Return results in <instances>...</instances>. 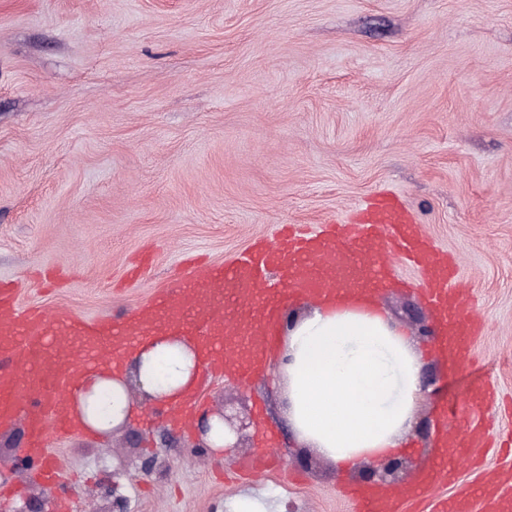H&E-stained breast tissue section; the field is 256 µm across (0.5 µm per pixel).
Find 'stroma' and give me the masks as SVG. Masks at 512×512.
<instances>
[{
	"instance_id": "obj_1",
	"label": "stroma",
	"mask_w": 512,
	"mask_h": 512,
	"mask_svg": "<svg viewBox=\"0 0 512 512\" xmlns=\"http://www.w3.org/2000/svg\"><path fill=\"white\" fill-rule=\"evenodd\" d=\"M399 194L458 258L484 323L475 367L419 397L400 453L419 485L436 464L444 407L494 386L482 416L512 439V0H0V281L22 307L88 319L135 311L186 275L279 227L318 232L376 193ZM418 269L392 261L377 298L406 334L430 309ZM200 409L248 427L233 456L196 449L169 418L119 432L50 435L58 485L7 470L9 500L70 499L73 512H353L367 489L300 445L285 384L204 377ZM272 454V470L240 476ZM157 463L141 472L144 459Z\"/></svg>"
}]
</instances>
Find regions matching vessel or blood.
Instances as JSON below:
<instances>
[{
	"mask_svg": "<svg viewBox=\"0 0 512 512\" xmlns=\"http://www.w3.org/2000/svg\"><path fill=\"white\" fill-rule=\"evenodd\" d=\"M394 257L419 268L449 362L458 368L471 365L482 322L466 312L469 293L458 283L455 259L433 244L398 196L380 193L353 217L322 232L306 234L286 225L274 246L256 245L231 264L208 266L119 318L90 321L25 311L16 288L0 282V426L25 412L30 437L24 456L40 460L48 451V430L74 433L64 395L77 390L99 351L110 349L113 365H120L121 345L162 327L197 336L207 348L208 373L231 372L241 380L255 376L253 357L269 344L274 316L286 297H316L342 288L375 297ZM459 423V432L443 437V455L427 473V483L454 482L451 454L479 465L475 451L488 446L487 431L471 418ZM503 454L508 465L484 471L477 485L432 503L429 512H512V448ZM353 504L355 512H404L402 503L371 492L356 496Z\"/></svg>",
	"mask_w": 512,
	"mask_h": 512,
	"instance_id": "b4317fda",
	"label": "vessel or blood"
}]
</instances>
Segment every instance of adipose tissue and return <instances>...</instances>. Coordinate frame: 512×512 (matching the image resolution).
<instances>
[{"instance_id": "1", "label": "adipose tissue", "mask_w": 512, "mask_h": 512, "mask_svg": "<svg viewBox=\"0 0 512 512\" xmlns=\"http://www.w3.org/2000/svg\"><path fill=\"white\" fill-rule=\"evenodd\" d=\"M287 380L288 419L317 454L345 467L391 453L420 396L421 362L403 333L365 297L311 301L286 329L278 354ZM131 374L100 367L71 395L69 412L87 431L104 434L135 408L130 383L167 409L199 384L203 352L175 330H161L132 350Z\"/></svg>"}]
</instances>
